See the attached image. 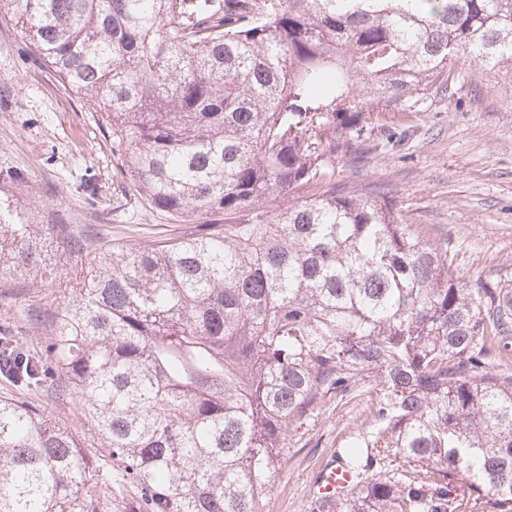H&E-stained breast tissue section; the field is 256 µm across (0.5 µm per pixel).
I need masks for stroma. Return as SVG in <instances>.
Segmentation results:
<instances>
[{
  "instance_id": "1",
  "label": "stroma",
  "mask_w": 512,
  "mask_h": 512,
  "mask_svg": "<svg viewBox=\"0 0 512 512\" xmlns=\"http://www.w3.org/2000/svg\"><path fill=\"white\" fill-rule=\"evenodd\" d=\"M447 91L415 112H374L366 135L336 155L337 189L388 200L403 223L430 229L455 254L457 275L512 264V73L471 64L454 68ZM102 124L97 100L65 90L0 13V190L41 224H64L87 238L144 245L178 223L146 206L127 179ZM59 252L35 271L41 286L0 272V324L39 351L48 324L69 298L64 286L79 265ZM44 415L102 457L69 399L36 394ZM369 424L358 398H327L288 440L269 512H310L314 479L337 442Z\"/></svg>"
}]
</instances>
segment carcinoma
Returning <instances> with one entry per match:
<instances>
[{
  "instance_id": "cac0c4a2",
  "label": "carcinoma",
  "mask_w": 512,
  "mask_h": 512,
  "mask_svg": "<svg viewBox=\"0 0 512 512\" xmlns=\"http://www.w3.org/2000/svg\"><path fill=\"white\" fill-rule=\"evenodd\" d=\"M2 9L186 228L98 245L40 356L0 328V374L70 398L108 457L0 397V512H111L110 473L136 489L123 512H267L288 437L359 386L374 427L334 454L353 487L312 512H512V268L461 279L448 246L333 183L366 114L417 111L459 57L512 72V0ZM48 230L0 195V271L31 274Z\"/></svg>"
}]
</instances>
